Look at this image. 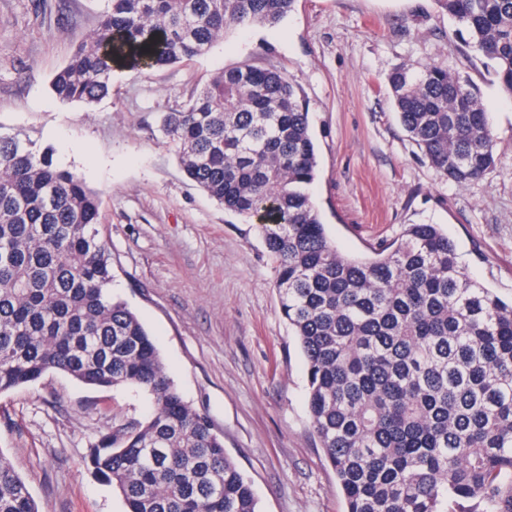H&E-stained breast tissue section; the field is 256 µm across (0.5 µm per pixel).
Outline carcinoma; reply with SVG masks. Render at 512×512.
<instances>
[{"instance_id":"cac0c4a2","label":"carcinoma","mask_w":512,"mask_h":512,"mask_svg":"<svg viewBox=\"0 0 512 512\" xmlns=\"http://www.w3.org/2000/svg\"><path fill=\"white\" fill-rule=\"evenodd\" d=\"M53 77L92 104L125 68L200 57L235 27H277L296 0H109ZM512 100V0H435ZM401 126L460 188L496 167L479 89L431 62L386 78ZM185 175L255 222L298 337L313 432L345 512H512V302L468 276L435 224H407L370 258L341 254L311 189L317 149L288 75L224 68L161 116ZM98 194L0 134V394L49 372L152 396L142 421L101 434L88 463L127 512H261L208 415L175 388L138 316L109 294ZM0 512H39L0 455Z\"/></svg>"}]
</instances>
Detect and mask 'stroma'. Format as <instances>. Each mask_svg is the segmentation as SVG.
<instances>
[{
  "mask_svg": "<svg viewBox=\"0 0 512 512\" xmlns=\"http://www.w3.org/2000/svg\"><path fill=\"white\" fill-rule=\"evenodd\" d=\"M106 8L107 0H0V133L51 148L59 166L99 191L112 296L139 316L175 387L223 434L262 512H344L310 426L305 359L280 313L275 264L254 225L186 177L159 117L221 68L282 69L308 104L318 147L312 193L336 247L366 257L405 225L435 224L466 273L508 300L512 99L435 0H297L277 28L230 30L189 64L122 69L97 103H61L51 80ZM433 60L468 72L495 138L496 169L464 188L423 159L388 96L394 67ZM75 143L85 147L77 158ZM151 407L138 387L91 388L49 373L0 394V455L40 512H126L87 455L100 434Z\"/></svg>",
  "mask_w": 512,
  "mask_h": 512,
  "instance_id": "stroma-1",
  "label": "stroma"
}]
</instances>
